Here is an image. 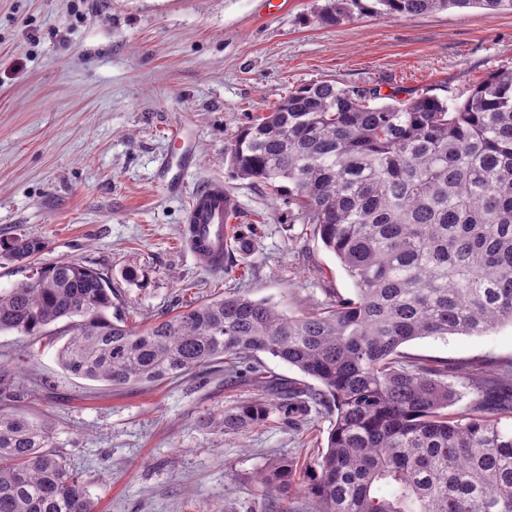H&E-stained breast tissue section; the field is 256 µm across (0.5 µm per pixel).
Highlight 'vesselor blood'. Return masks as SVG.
<instances>
[{
	"instance_id": "vessel-or-blood-1",
	"label": "vessel or blood",
	"mask_w": 512,
	"mask_h": 512,
	"mask_svg": "<svg viewBox=\"0 0 512 512\" xmlns=\"http://www.w3.org/2000/svg\"><path fill=\"white\" fill-rule=\"evenodd\" d=\"M239 210L235 198L224 191L220 181L193 192L186 209L182 237L193 257L212 267L224 260L228 226Z\"/></svg>"
}]
</instances>
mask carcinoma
<instances>
[{
	"instance_id": "cac0c4a2",
	"label": "carcinoma",
	"mask_w": 512,
	"mask_h": 512,
	"mask_svg": "<svg viewBox=\"0 0 512 512\" xmlns=\"http://www.w3.org/2000/svg\"><path fill=\"white\" fill-rule=\"evenodd\" d=\"M394 19L448 8L512 11V0H374ZM349 0H328L336 26ZM235 177L288 196L297 219L354 284L322 307L285 315L239 292L137 330L112 317L117 290L98 272L58 261L0 290V332L41 340L63 323L61 368L118 390L155 386L219 362L261 389L208 416L223 435L278 412L291 423L323 408L333 420L313 457L311 512H512V382L480 380L472 413L448 416V365L401 351L408 342L485 335L512 325V69L466 101L323 81L288 93L241 128ZM43 249L17 239L26 259ZM266 353L317 385L297 387L258 359ZM297 463L258 476L288 491ZM0 512H97L82 477L44 425L0 409Z\"/></svg>"
}]
</instances>
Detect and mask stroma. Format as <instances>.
<instances>
[{
	"label": "stroma",
	"mask_w": 512,
	"mask_h": 512,
	"mask_svg": "<svg viewBox=\"0 0 512 512\" xmlns=\"http://www.w3.org/2000/svg\"><path fill=\"white\" fill-rule=\"evenodd\" d=\"M327 0H0V289L36 267L73 260L119 292L118 311L141 327L239 292L299 314L353 285L335 256L295 221L269 187L236 178L229 149L241 127L288 91L331 81L425 91L454 106L489 73L512 69V11L457 9L388 19L352 7L323 25ZM184 130L194 162L176 158L170 129ZM211 180L240 205L221 270L201 267L182 242L187 193ZM43 242L27 259L6 246ZM136 271L128 281V271ZM63 337L0 333V406L44 424L98 512H309L306 474L287 494L265 491L259 472L283 458L306 464L325 446L327 413L301 425L221 435L203 420L254 398L214 364L155 387L112 390L61 369ZM429 364H451L450 416L469 413L467 379L512 369V326L483 336L405 345Z\"/></svg>",
	"instance_id": "35a3bbf8"
}]
</instances>
